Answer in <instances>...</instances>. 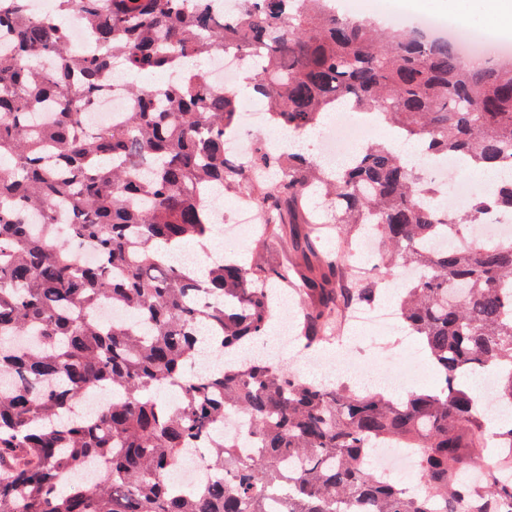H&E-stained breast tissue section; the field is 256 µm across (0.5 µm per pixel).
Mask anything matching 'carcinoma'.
<instances>
[{"label": "carcinoma", "mask_w": 512, "mask_h": 512, "mask_svg": "<svg viewBox=\"0 0 512 512\" xmlns=\"http://www.w3.org/2000/svg\"><path fill=\"white\" fill-rule=\"evenodd\" d=\"M209 0H57L58 15L84 12L97 47L79 58L63 22L30 16L27 0L0 12L15 41L0 54V512H266L267 493L287 512H503L506 482L475 485L466 474L496 440L512 452V427L486 435L477 391L462 380L498 365L496 396L512 408V243L441 250L451 224L462 234L492 210L512 215V180L473 193L466 210L439 202L441 189L386 142L367 145L340 176L314 157L250 146L249 164L275 170L251 182L226 158L236 131L235 91L208 86L191 61L232 44L265 53L245 71L274 120L292 133L316 128L339 99L385 114L430 156L454 155L512 172V61L473 66L445 37L394 31L346 14L334 0H241L220 25ZM53 57L50 73L41 58ZM131 75L181 64L183 80L131 85L140 108L120 124L89 128L85 109L105 89L112 63ZM53 107L52 121L29 117ZM253 188L266 237L288 234L295 258L213 262L199 279L172 249L214 230L206 196ZM41 215L33 230L31 214ZM335 224L344 245L372 231L383 245L377 272L410 266L403 322L419 337L435 389L397 400L344 383L300 379L262 359L198 376V336L222 355L266 333L270 290L282 281L309 298L307 345L330 336L345 309L376 299L369 281H349L341 253L318 251L313 225ZM94 246L82 264L71 243ZM103 302L139 323H102ZM112 389L99 415L71 412L91 389ZM167 389L178 395L160 399ZM230 411L250 417L255 453L215 437ZM212 436L210 480L175 490L168 474L198 437ZM380 444L412 448L423 484L381 478L368 459ZM296 467L284 468L285 459ZM88 460L98 480L61 485Z\"/></svg>", "instance_id": "1"}]
</instances>
